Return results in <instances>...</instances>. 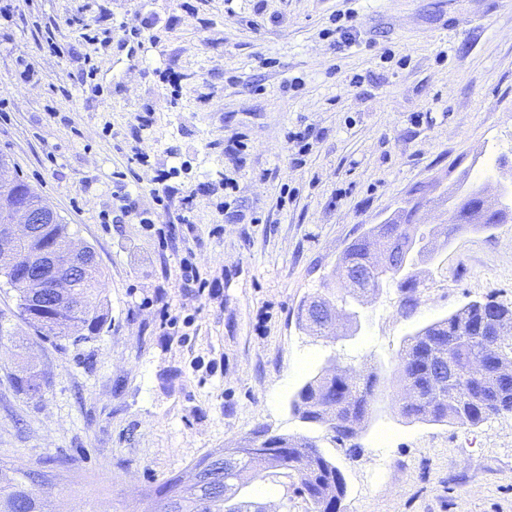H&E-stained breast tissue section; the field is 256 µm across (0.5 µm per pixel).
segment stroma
Wrapping results in <instances>:
<instances>
[{
  "instance_id": "1",
  "label": "stroma",
  "mask_w": 512,
  "mask_h": 512,
  "mask_svg": "<svg viewBox=\"0 0 512 512\" xmlns=\"http://www.w3.org/2000/svg\"><path fill=\"white\" fill-rule=\"evenodd\" d=\"M7 4L0 155L94 250L109 305L98 335L58 341L0 281L7 470L64 462L53 512H151L161 483L190 479L203 456L261 427L316 438L345 478L342 512H512V412L467 428L411 421L394 378L422 327L472 301L512 304V218L436 242L417 265L410 316L390 288L335 334L297 324L301 301L330 296L338 258L371 225L412 206L416 222L451 223L459 198L495 195L512 174V0ZM339 14L352 18L343 44L329 33ZM305 128L307 143L287 140ZM135 148L147 164L130 162ZM121 184L156 214L166 245L120 217ZM186 257L206 288L183 287ZM160 290L176 326L151 302ZM26 362L42 395L16 382ZM349 365L386 378L352 457L290 407L321 369ZM241 497L266 512L312 510L282 473Z\"/></svg>"
}]
</instances>
